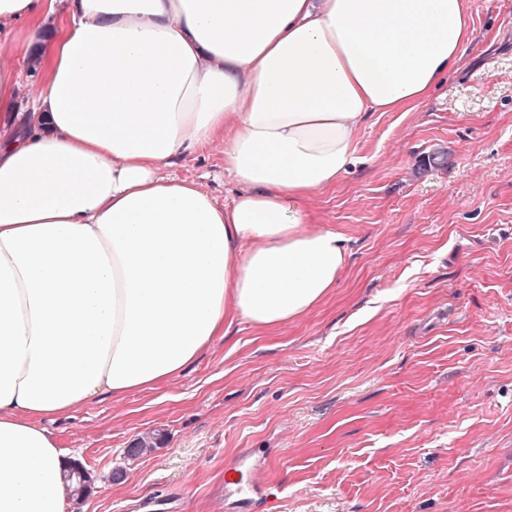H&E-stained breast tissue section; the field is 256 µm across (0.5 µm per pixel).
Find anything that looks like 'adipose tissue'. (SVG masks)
<instances>
[{
  "mask_svg": "<svg viewBox=\"0 0 512 512\" xmlns=\"http://www.w3.org/2000/svg\"><path fill=\"white\" fill-rule=\"evenodd\" d=\"M20 25L0 61V512H65L41 419L324 301L346 240L312 197L366 114L424 100L472 29L467 0H0V34ZM216 142L226 203L169 172ZM37 71H30V64L22 70L19 92L18 112H33L36 96L33 92V85L37 81Z\"/></svg>",
  "mask_w": 512,
  "mask_h": 512,
  "instance_id": "obj_1",
  "label": "adipose tissue"
}]
</instances>
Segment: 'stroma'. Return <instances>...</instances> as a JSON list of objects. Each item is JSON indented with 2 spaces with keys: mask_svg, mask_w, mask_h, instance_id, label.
Wrapping results in <instances>:
<instances>
[{
  "mask_svg": "<svg viewBox=\"0 0 512 512\" xmlns=\"http://www.w3.org/2000/svg\"><path fill=\"white\" fill-rule=\"evenodd\" d=\"M468 12L462 66L412 111L370 113L312 200L347 239L323 302L42 420L91 479L67 512H512V0ZM439 148L447 167L424 166ZM223 170L218 143L173 168L226 200ZM146 433L157 447L129 459ZM244 454L273 504L225 499Z\"/></svg>",
  "mask_w": 512,
  "mask_h": 512,
  "instance_id": "obj_1",
  "label": "stroma"
}]
</instances>
